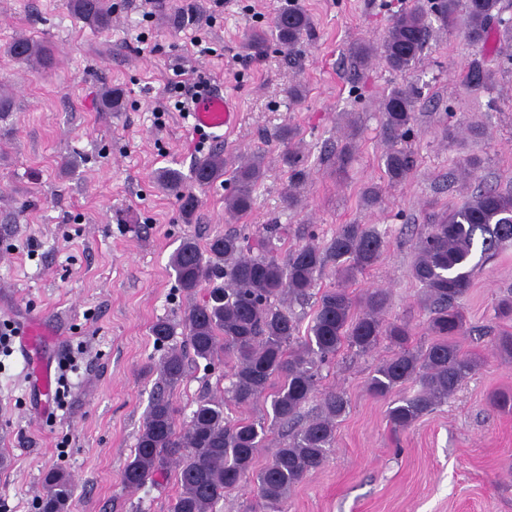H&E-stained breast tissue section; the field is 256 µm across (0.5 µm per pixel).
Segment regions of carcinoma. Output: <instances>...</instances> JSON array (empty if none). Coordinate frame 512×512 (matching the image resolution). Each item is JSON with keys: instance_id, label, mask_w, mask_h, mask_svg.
Listing matches in <instances>:
<instances>
[{"instance_id": "obj_1", "label": "carcinoma", "mask_w": 512, "mask_h": 512, "mask_svg": "<svg viewBox=\"0 0 512 512\" xmlns=\"http://www.w3.org/2000/svg\"><path fill=\"white\" fill-rule=\"evenodd\" d=\"M70 7L86 25L105 29L112 23V6L105 0H70ZM434 10L446 27L464 14L466 36L473 43H484L496 32L501 51L512 57V24L501 18V0H436ZM310 27L309 16L294 6L274 21L276 39L288 51ZM428 37L426 11L417 6L392 20L379 47L360 44L353 55L364 62L378 53L391 69L408 71ZM8 53L22 64L37 61L47 67L53 61L49 49L26 38L13 41ZM460 77L467 89L478 91L490 82L491 71L484 61L474 59L463 67ZM418 95L414 86H397L381 102L387 142L383 162L391 183L405 181L414 168V153L406 140L413 131ZM285 163L291 176L282 200L293 208L298 202L296 185L305 176L302 157L290 152ZM264 174L259 156L233 168L215 154L196 166L194 181L204 186L228 177L235 189L225 197V210L236 218L252 210V190ZM161 181L177 197L183 212L195 211L199 200L183 186L178 171L166 170ZM285 234L281 225L266 224L251 239L226 232L202 247L187 238L173 253L170 264L183 291L192 293L218 279L224 285L211 289L208 300L189 308L182 319L185 345L169 348L161 358L158 392L144 417L133 457L123 469L124 488H138L171 466L179 486L171 512H213L224 490L251 475L257 495L273 512H280L278 505L288 491L326 464L336 419L346 413L348 400L339 392L325 395L321 412L271 449L266 464L254 472L256 454L265 447L273 427L298 420L317 389L320 366L343 345L366 352L385 337L395 346V353L368 381V391L377 398L387 397L410 381L420 383L418 393L389 404L387 417L396 429L411 427L475 371L477 360L456 342V337L467 332L459 299L470 288L469 264L475 254L490 260L512 243L511 191L482 188L456 209L429 214L415 243L411 269L412 277L422 285L420 302L429 312L428 329L434 336L420 351L409 347L406 325L384 320L388 306L384 290L366 293L364 310L356 314L352 295L344 286L321 292L304 340L295 343L301 320L279 303L288 299L307 304L316 274L329 263L342 279L372 267L382 254L384 240L367 224H340L325 248L305 244L289 250L281 260L272 239ZM174 333L168 320L160 319L152 326L158 342L169 340ZM190 359L203 360L209 367L224 360V365L231 366V382L223 396L201 398L190 420L181 425L179 408L166 391L184 379ZM260 400L270 402L269 422L231 421L225 416L229 404L248 406ZM71 498L70 478L59 468L49 469L40 512H68Z\"/></svg>"}]
</instances>
